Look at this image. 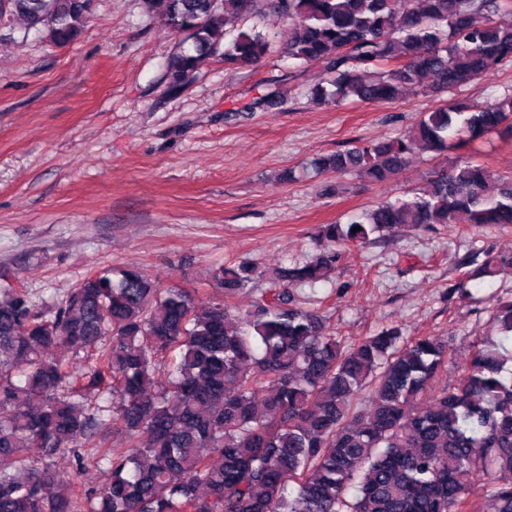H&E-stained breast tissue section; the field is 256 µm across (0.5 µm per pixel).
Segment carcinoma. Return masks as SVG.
<instances>
[{
  "mask_svg": "<svg viewBox=\"0 0 512 512\" xmlns=\"http://www.w3.org/2000/svg\"><path fill=\"white\" fill-rule=\"evenodd\" d=\"M10 3L56 46L81 34L92 9ZM163 3L166 25L190 40L165 64L173 92L208 56L256 65L270 49L259 30L268 13L292 22L288 58L320 67L316 101L393 103L409 87L457 90L512 62V20L499 19L512 0ZM247 17L252 27H235ZM505 131L512 94L474 112L440 106L406 133L311 166L385 183L416 149L440 156ZM421 180L419 192L322 225L310 263L213 267L221 298L163 288L135 266L91 274L47 307L0 288V512H512V300L493 303L498 335L474 343L452 386L440 337L389 326L345 347L323 311L296 304V288L330 281L343 249L376 233L512 224V176L456 160ZM461 266L450 296L511 273L512 251ZM264 278L272 287L252 308L228 304ZM64 450L74 475L58 462ZM103 462L110 482L82 488Z\"/></svg>",
  "mask_w": 512,
  "mask_h": 512,
  "instance_id": "1",
  "label": "carcinoma"
}]
</instances>
